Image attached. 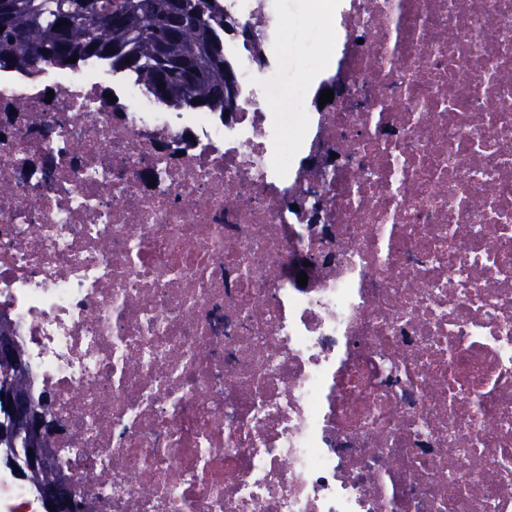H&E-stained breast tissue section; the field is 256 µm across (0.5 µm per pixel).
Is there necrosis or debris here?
<instances>
[{
    "mask_svg": "<svg viewBox=\"0 0 512 512\" xmlns=\"http://www.w3.org/2000/svg\"><path fill=\"white\" fill-rule=\"evenodd\" d=\"M318 2L347 93L286 116L268 0L229 118L0 76V326L83 512H512V0Z\"/></svg>",
    "mask_w": 512,
    "mask_h": 512,
    "instance_id": "necrosis-or-debris-1",
    "label": "necrosis or debris"
}]
</instances>
